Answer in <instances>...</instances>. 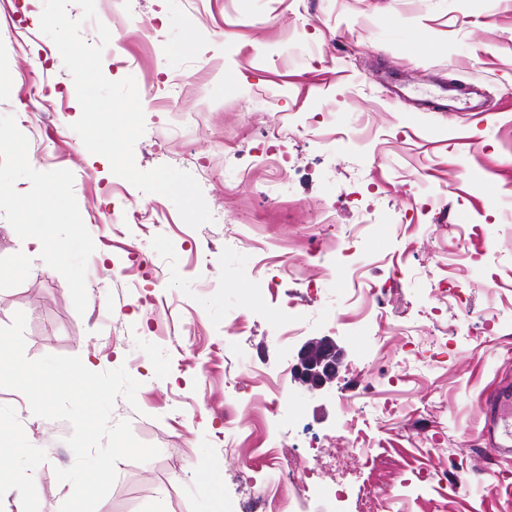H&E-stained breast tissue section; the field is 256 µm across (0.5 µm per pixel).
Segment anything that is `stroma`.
<instances>
[{
    "mask_svg": "<svg viewBox=\"0 0 512 512\" xmlns=\"http://www.w3.org/2000/svg\"><path fill=\"white\" fill-rule=\"evenodd\" d=\"M42 7L0 0V326L24 312L27 358L139 381L111 420L160 453L119 461L96 512H239L271 482L293 512H357L361 494L376 512H512V459L480 437L485 394L512 384V0H95L81 36L109 29L104 75L158 98L135 162L196 179L213 216L196 229L85 148ZM445 83L489 111L424 110ZM132 209L149 223L118 225ZM325 336L333 382H289L287 416L269 412ZM70 433L0 388V448L20 451L0 512H59ZM281 448L309 492L269 460Z\"/></svg>",
    "mask_w": 512,
    "mask_h": 512,
    "instance_id": "1",
    "label": "stroma"
}]
</instances>
